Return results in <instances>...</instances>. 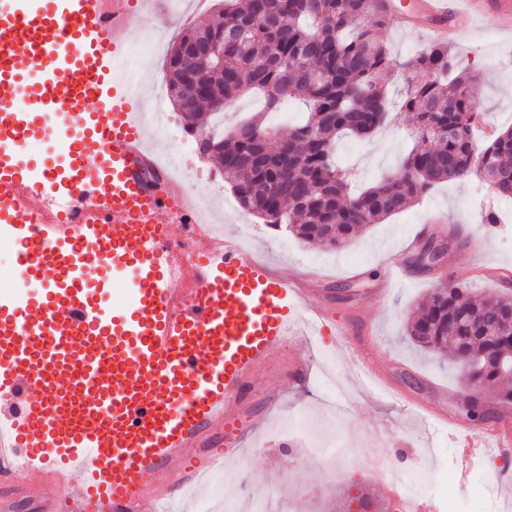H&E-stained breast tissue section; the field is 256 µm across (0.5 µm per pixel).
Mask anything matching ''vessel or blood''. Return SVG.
Listing matches in <instances>:
<instances>
[{
	"instance_id": "b4317fda",
	"label": "vessel or blood",
	"mask_w": 512,
	"mask_h": 512,
	"mask_svg": "<svg viewBox=\"0 0 512 512\" xmlns=\"http://www.w3.org/2000/svg\"><path fill=\"white\" fill-rule=\"evenodd\" d=\"M434 32L460 17L512 19V0H416ZM135 15L104 0H0V245L20 289L0 294V490L43 512H157L237 454L260 419L240 403L298 325L329 308L239 239L198 220L146 145L145 120L116 69ZM27 89L29 101L14 94ZM61 159L25 162L23 144L61 117ZM132 272L128 302L105 296ZM408 276L388 264L378 302ZM512 446V425L466 434L470 457ZM80 473L81 486L70 477ZM403 512L431 501L385 484Z\"/></svg>"
}]
</instances>
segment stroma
<instances>
[{"mask_svg": "<svg viewBox=\"0 0 512 512\" xmlns=\"http://www.w3.org/2000/svg\"><path fill=\"white\" fill-rule=\"evenodd\" d=\"M133 9L138 34L154 37L153 44L137 45L126 58L148 99L165 86L166 59L177 34L183 27L211 22L218 9L196 12L184 24L172 19L160 28L143 0H136ZM377 36L389 50L393 70L386 85L390 122L371 137L346 139L338 148L339 161L350 165L358 180L368 185L395 170L411 147L398 112L404 98L399 68L432 41L429 34L400 22L382 27ZM510 45L512 34L504 32L502 20L493 16L451 45L458 66L477 77L473 97L484 121L475 136L481 144L505 130L499 113L512 111V66L501 59L502 49ZM179 162L198 175V194L208 209L207 221L217 232L240 238L280 271L291 275L313 271V297L336 312L335 330L300 337L273 351L268 364L257 372L244 402L250 414L265 416L266 424L247 437L243 455L212 474L203 490L212 512H224L228 499L236 502L237 512H252L251 502L263 487L277 489L284 501L296 504L298 512H400L399 502L378 490L384 481L382 468L361 470L346 460L329 462L309 454V442L335 436L361 454L374 450L386 456L423 487L440 482L446 459H457L458 442L472 425L462 408L467 387L459 370L409 340L406 323L416 305L441 285L467 287L480 298L505 291L512 283V225L504 223L500 197L483 192L476 177L448 181L335 251L304 244L241 209L216 161L191 151L180 155ZM430 240L447 243L443 258L425 267L414 266V258ZM473 250L484 251L499 268V276L473 270L468 259ZM392 261L402 265L411 280L379 305L373 291ZM364 341L369 344L370 361L386 374L387 388H377L363 374L348 370L340 357L338 344L355 347ZM310 356L317 363L311 381L289 383L282 368ZM327 370L337 377L344 394L346 410L340 415L328 413L324 403ZM406 399L439 407L447 414V423H424L403 409Z\"/></svg>", "mask_w": 512, "mask_h": 512, "instance_id": "1", "label": "stroma"}]
</instances>
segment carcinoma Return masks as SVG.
I'll return each mask as SVG.
<instances>
[{
  "label": "carcinoma",
  "mask_w": 512,
  "mask_h": 512,
  "mask_svg": "<svg viewBox=\"0 0 512 512\" xmlns=\"http://www.w3.org/2000/svg\"><path fill=\"white\" fill-rule=\"evenodd\" d=\"M388 22L379 0H224L219 19L179 35L167 56V97L189 134L203 130L216 144L212 157L243 210L288 225L303 242L339 249L447 180L476 176L512 197V128L477 145L476 76L456 67L443 42L401 63L407 91L399 112L413 148L397 170L359 189L353 171L337 164L341 135L362 139L389 120V52L376 36ZM255 92L269 109L298 98L307 115L286 136L267 130L259 114L212 131L226 102ZM408 332L460 367L477 362L465 375L470 387L512 377L498 366L512 351L511 293L473 301L468 289L444 284Z\"/></svg>",
  "instance_id": "1"
}]
</instances>
